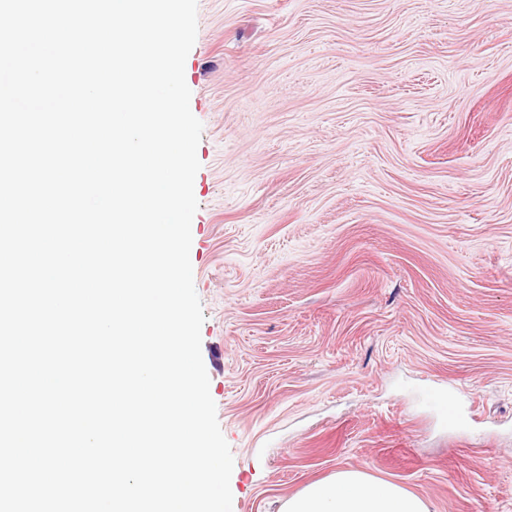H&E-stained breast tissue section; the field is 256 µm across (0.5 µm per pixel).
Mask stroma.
I'll use <instances>...</instances> for the list:
<instances>
[{
    "label": "stroma",
    "mask_w": 512,
    "mask_h": 512,
    "mask_svg": "<svg viewBox=\"0 0 512 512\" xmlns=\"http://www.w3.org/2000/svg\"><path fill=\"white\" fill-rule=\"evenodd\" d=\"M197 20L190 260L235 512L341 468L512 512V0Z\"/></svg>",
    "instance_id": "1"
}]
</instances>
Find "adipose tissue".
I'll return each mask as SVG.
<instances>
[{
  "instance_id": "obj_1",
  "label": "adipose tissue",
  "mask_w": 512,
  "mask_h": 512,
  "mask_svg": "<svg viewBox=\"0 0 512 512\" xmlns=\"http://www.w3.org/2000/svg\"><path fill=\"white\" fill-rule=\"evenodd\" d=\"M281 512H430L401 486L354 469H339L288 496Z\"/></svg>"
}]
</instances>
